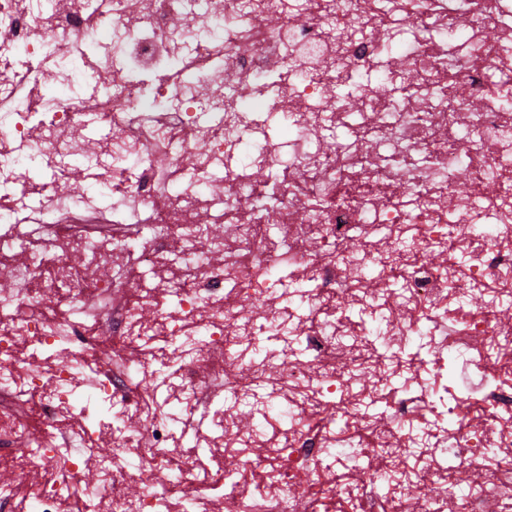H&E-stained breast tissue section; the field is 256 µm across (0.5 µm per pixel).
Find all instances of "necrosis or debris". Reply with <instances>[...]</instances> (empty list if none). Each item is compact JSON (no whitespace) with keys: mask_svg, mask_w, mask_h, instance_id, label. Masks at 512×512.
<instances>
[{"mask_svg":"<svg viewBox=\"0 0 512 512\" xmlns=\"http://www.w3.org/2000/svg\"><path fill=\"white\" fill-rule=\"evenodd\" d=\"M504 17L512 0H0V240H16L20 255L14 288L0 292V313L14 310L0 316V380L40 398L34 423L0 401V447L31 442L25 458L0 450V461L38 471V512H59L81 467L56 429L77 421L96 441L87 417L99 404L121 436L83 491L97 512L171 502L196 512L204 499L212 512H326L337 457L369 469L353 483L350 512H442L456 483L442 447L478 474L456 512H512V326L499 312L512 306V109L495 104L512 87V27L495 43L485 37ZM47 68L56 83L32 102ZM351 79L353 94L326 98ZM459 84L465 95L454 94ZM242 99L278 116L287 139L266 135ZM91 125L107 131L103 143L77 139ZM345 126L351 137L325 152L324 131ZM79 156L96 160L94 195L33 176ZM248 166L282 177L260 184ZM177 168L224 190L206 201L173 190ZM267 197L278 202L274 227L257 206ZM23 207L55 217L40 248L20 237ZM202 208L214 224L196 219ZM119 210L150 223L151 239L134 249L104 232ZM384 251L375 288H365ZM284 261L312 283L309 312L276 296ZM82 265L102 277L83 278ZM148 273L163 276L178 314L144 320L152 297L124 289ZM465 294L491 302L473 311ZM61 299L75 316L50 314ZM351 309L371 311L370 322ZM287 320L317 372L303 371L295 351L255 355L259 333L280 336ZM170 336L191 345L172 360L173 400L199 405L203 378L241 398L276 369L283 393L266 419L297 412L306 427L247 447L234 472L201 475L170 447L171 419L131 394L112 358L115 347L137 353L150 374L143 348ZM64 343L74 351L44 367L24 356ZM389 372L400 387L379 415L364 412L367 376ZM423 415L448 433L378 493L387 447L407 453ZM148 467L167 472L164 488L127 497ZM310 473L318 490L305 497L297 488ZM415 482L430 484L426 499L412 501Z\"/></svg>","mask_w":512,"mask_h":512,"instance_id":"4bbe7bcc","label":"necrosis or debris"}]
</instances>
